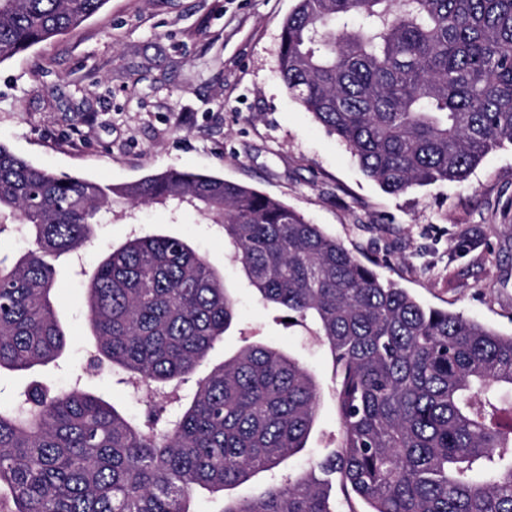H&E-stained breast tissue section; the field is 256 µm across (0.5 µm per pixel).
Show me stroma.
<instances>
[{
    "label": "stroma",
    "instance_id": "35a3bbf8",
    "mask_svg": "<svg viewBox=\"0 0 512 512\" xmlns=\"http://www.w3.org/2000/svg\"><path fill=\"white\" fill-rule=\"evenodd\" d=\"M295 0H108L68 35L0 63V142L36 166L107 185L169 168L246 184L317 224L428 307L512 333V145L493 149L461 182L391 194L288 94L277 72ZM81 266L58 258L54 303L68 348L43 367L55 387L86 389L136 422L147 413L120 372L91 367L86 273L130 231L186 238L224 276L236 320L210 354L220 362L261 342L309 366L321 388L300 470L335 449L332 361L314 337L257 301L222 234L194 212L113 206Z\"/></svg>",
    "mask_w": 512,
    "mask_h": 512
}]
</instances>
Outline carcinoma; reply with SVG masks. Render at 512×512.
Listing matches in <instances>:
<instances>
[{
	"label": "carcinoma",
	"instance_id": "cac0c4a2",
	"mask_svg": "<svg viewBox=\"0 0 512 512\" xmlns=\"http://www.w3.org/2000/svg\"><path fill=\"white\" fill-rule=\"evenodd\" d=\"M108 0H0V63L66 34ZM278 70L288 94L391 193L461 180L512 144V0H296ZM131 205L192 210L224 231L256 298L327 348L337 450L256 499L228 491L301 453L320 387L262 343L197 378L235 318L224 276L190 242L133 234L88 276L94 363L147 392L138 424L76 383L39 376L0 404V512H339L333 479L369 512H512V334L426 307L318 225L252 187L168 169L103 186L46 172L0 143V371L62 358L50 256Z\"/></svg>",
	"mask_w": 512,
	"mask_h": 512
}]
</instances>
